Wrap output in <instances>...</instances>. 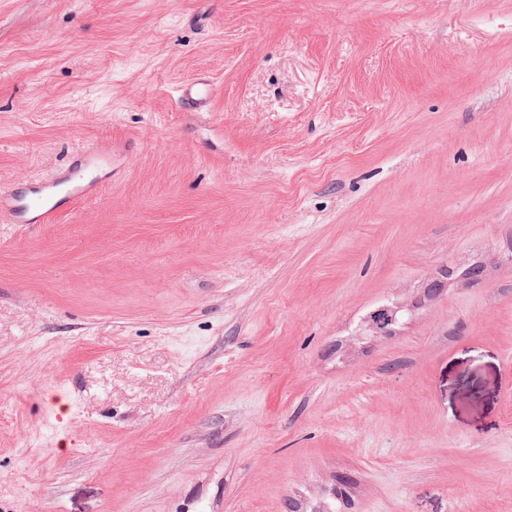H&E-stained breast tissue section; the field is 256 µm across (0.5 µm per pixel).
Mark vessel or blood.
Listing matches in <instances>:
<instances>
[{
	"label": "vessel or blood",
	"instance_id": "vessel-or-blood-1",
	"mask_svg": "<svg viewBox=\"0 0 512 512\" xmlns=\"http://www.w3.org/2000/svg\"><path fill=\"white\" fill-rule=\"evenodd\" d=\"M220 92L208 76L197 75L176 89L175 104L183 112H205ZM132 149L101 141L71 155L47 180L21 179L0 187L1 224H50L78 202L96 197L127 171Z\"/></svg>",
	"mask_w": 512,
	"mask_h": 512
}]
</instances>
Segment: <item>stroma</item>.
<instances>
[{"instance_id": "1", "label": "stroma", "mask_w": 512, "mask_h": 512, "mask_svg": "<svg viewBox=\"0 0 512 512\" xmlns=\"http://www.w3.org/2000/svg\"><path fill=\"white\" fill-rule=\"evenodd\" d=\"M102 136L0 225V512H512V0H0V186ZM221 87L206 75L182 82L175 90V104L181 112H207ZM133 150L112 140L71 155L48 180L21 179L0 187L1 224H51L80 201L91 199L127 171ZM474 267H479L482 269L483 264L479 263H471L467 266H458L453 260L451 262L446 263L442 266L441 269L437 272V277L432 279L427 285L429 286L431 283L438 286V288L448 287V283L459 278L468 277L470 270ZM395 308L397 307L390 301H378L363 313L361 323L364 325L366 322H371L379 330H395L403 323L401 313L394 315Z\"/></svg>"}]
</instances>
